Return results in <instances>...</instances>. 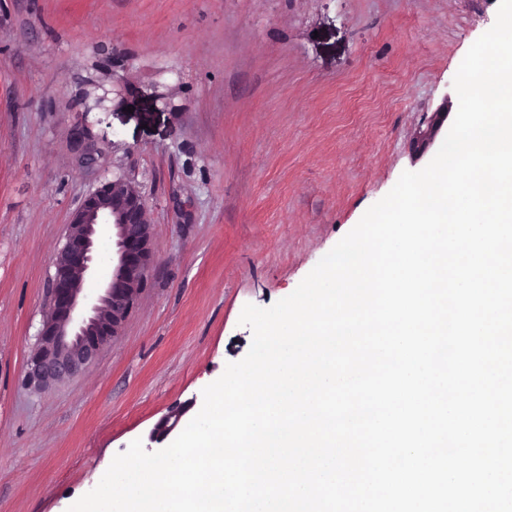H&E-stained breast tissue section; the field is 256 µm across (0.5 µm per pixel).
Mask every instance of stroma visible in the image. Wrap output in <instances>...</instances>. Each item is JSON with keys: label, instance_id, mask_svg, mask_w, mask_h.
I'll return each mask as SVG.
<instances>
[{"label": "stroma", "instance_id": "obj_1", "mask_svg": "<svg viewBox=\"0 0 512 512\" xmlns=\"http://www.w3.org/2000/svg\"><path fill=\"white\" fill-rule=\"evenodd\" d=\"M500 0H0V512H67L115 455L242 360L407 170ZM94 150L93 164L81 155ZM142 192L155 264L82 375L31 387L85 197Z\"/></svg>", "mask_w": 512, "mask_h": 512}]
</instances>
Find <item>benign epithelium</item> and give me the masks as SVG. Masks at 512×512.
I'll return each mask as SVG.
<instances>
[{
    "label": "benign epithelium",
    "mask_w": 512,
    "mask_h": 512,
    "mask_svg": "<svg viewBox=\"0 0 512 512\" xmlns=\"http://www.w3.org/2000/svg\"><path fill=\"white\" fill-rule=\"evenodd\" d=\"M448 117L443 102L425 129L416 132V150L425 152ZM108 223L116 229L112 274L90 301L85 279L95 270L96 228ZM152 225L142 196L124 177L104 183L89 194L67 227L66 241L54 259L55 273L49 308L40 330L38 348L27 361L26 379L48 386L88 368L100 352L120 335L152 269ZM183 415L173 410L151 434L161 441Z\"/></svg>",
    "instance_id": "1"
}]
</instances>
